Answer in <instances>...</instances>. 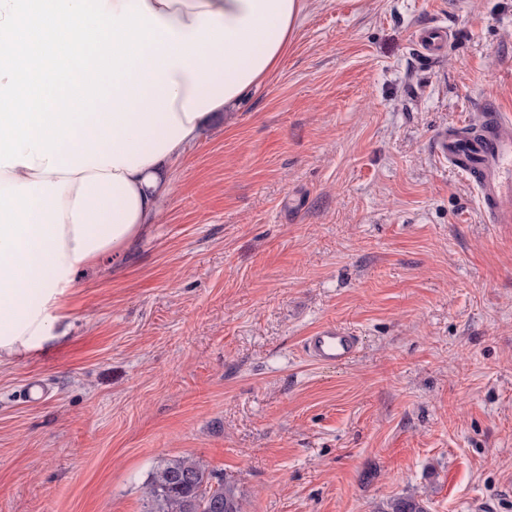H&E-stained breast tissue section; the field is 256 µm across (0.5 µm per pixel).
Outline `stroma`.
Returning a JSON list of instances; mask_svg holds the SVG:
<instances>
[{
	"instance_id": "obj_1",
	"label": "stroma",
	"mask_w": 512,
	"mask_h": 512,
	"mask_svg": "<svg viewBox=\"0 0 512 512\" xmlns=\"http://www.w3.org/2000/svg\"><path fill=\"white\" fill-rule=\"evenodd\" d=\"M495 108L512 0H310L157 223L81 273L67 336L0 367V512H146L175 457L243 512H512V224L434 151ZM324 325L353 359L305 355ZM450 36L451 32L446 27L430 26L415 35V46L422 56L433 58L440 54ZM357 336L335 325L322 326L305 338L304 349L312 360L336 364L351 360L358 350Z\"/></svg>"
}]
</instances>
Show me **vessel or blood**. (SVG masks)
I'll list each match as a JSON object with an SVG mask.
<instances>
[{
    "mask_svg": "<svg viewBox=\"0 0 512 512\" xmlns=\"http://www.w3.org/2000/svg\"><path fill=\"white\" fill-rule=\"evenodd\" d=\"M450 35L445 27L431 26L416 34L415 46L422 56L433 58ZM485 121L486 128L471 135L441 131L435 143L437 154L475 182L488 223L512 224V114L497 110L487 114ZM358 345L351 332L327 325L306 337L304 349L316 362L336 364L351 360Z\"/></svg>",
    "mask_w": 512,
    "mask_h": 512,
    "instance_id": "b4317fda",
    "label": "vessel or blood"
}]
</instances>
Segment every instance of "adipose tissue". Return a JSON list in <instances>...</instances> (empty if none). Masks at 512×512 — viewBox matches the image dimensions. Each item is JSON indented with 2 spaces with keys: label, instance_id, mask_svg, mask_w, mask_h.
I'll list each match as a JSON object with an SVG mask.
<instances>
[{
  "label": "adipose tissue",
  "instance_id": "obj_1",
  "mask_svg": "<svg viewBox=\"0 0 512 512\" xmlns=\"http://www.w3.org/2000/svg\"><path fill=\"white\" fill-rule=\"evenodd\" d=\"M141 5L157 42L59 152L0 168V366L60 336L82 269L103 266L170 192L168 170L277 69L306 0H102Z\"/></svg>",
  "mask_w": 512,
  "mask_h": 512
}]
</instances>
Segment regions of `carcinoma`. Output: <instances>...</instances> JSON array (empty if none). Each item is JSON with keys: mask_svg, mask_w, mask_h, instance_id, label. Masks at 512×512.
Masks as SVG:
<instances>
[{"mask_svg": "<svg viewBox=\"0 0 512 512\" xmlns=\"http://www.w3.org/2000/svg\"><path fill=\"white\" fill-rule=\"evenodd\" d=\"M147 512H243L235 483L217 478L197 459L178 457L156 470L145 487ZM381 512H428L412 496L396 497Z\"/></svg>", "mask_w": 512, "mask_h": 512, "instance_id": "1", "label": "carcinoma"}]
</instances>
